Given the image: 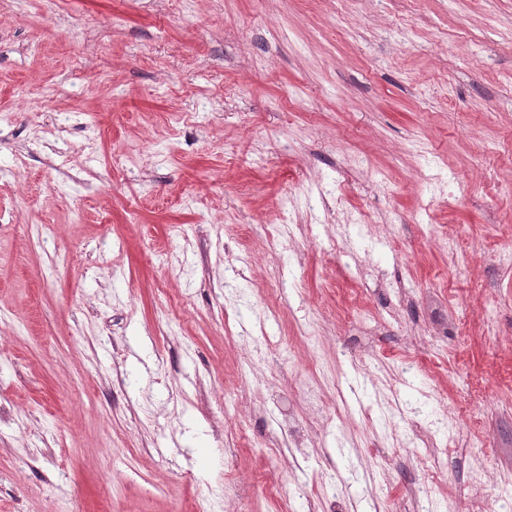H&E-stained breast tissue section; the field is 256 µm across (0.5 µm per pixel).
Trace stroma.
Masks as SVG:
<instances>
[{"mask_svg":"<svg viewBox=\"0 0 512 512\" xmlns=\"http://www.w3.org/2000/svg\"><path fill=\"white\" fill-rule=\"evenodd\" d=\"M0 111V512H501L512 0H0Z\"/></svg>","mask_w":512,"mask_h":512,"instance_id":"stroma-1","label":"stroma"}]
</instances>
